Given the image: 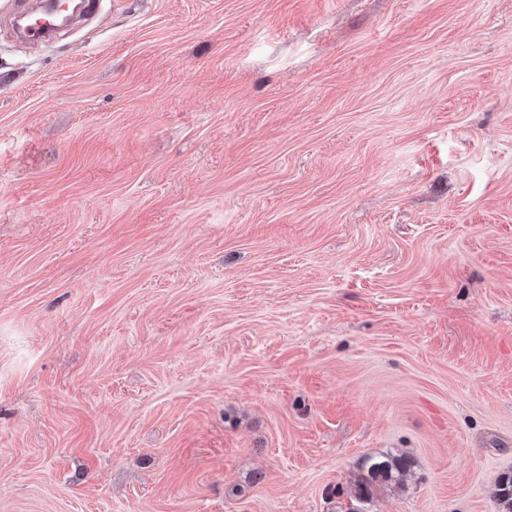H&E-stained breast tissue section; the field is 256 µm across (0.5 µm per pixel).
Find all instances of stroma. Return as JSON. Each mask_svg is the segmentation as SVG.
<instances>
[{"label":"stroma","mask_w":512,"mask_h":512,"mask_svg":"<svg viewBox=\"0 0 512 512\" xmlns=\"http://www.w3.org/2000/svg\"><path fill=\"white\" fill-rule=\"evenodd\" d=\"M0 0V512H500L512 0ZM414 461L405 454L384 453L379 456H367L360 469L367 475H360L353 483L351 494L358 503H366L372 497L375 482H393L402 486L405 477L411 472Z\"/></svg>","instance_id":"stroma-1"}]
</instances>
